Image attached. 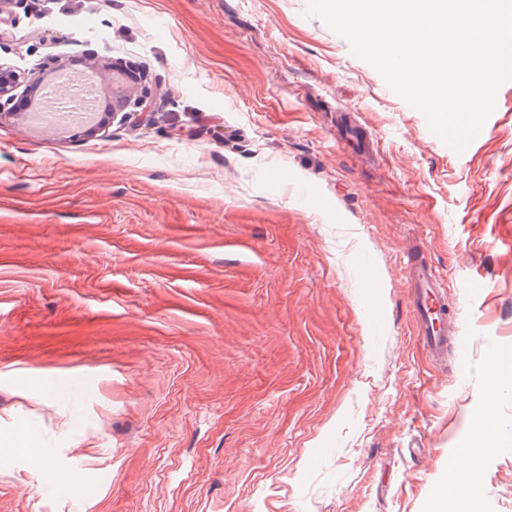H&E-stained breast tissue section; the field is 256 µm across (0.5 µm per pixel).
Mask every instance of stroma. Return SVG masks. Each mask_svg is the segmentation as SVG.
Segmentation results:
<instances>
[{
    "label": "stroma",
    "instance_id": "obj_1",
    "mask_svg": "<svg viewBox=\"0 0 512 512\" xmlns=\"http://www.w3.org/2000/svg\"><path fill=\"white\" fill-rule=\"evenodd\" d=\"M307 3L0 16V64L119 59L151 104L96 136L0 120V512H429L484 408L512 433V80L456 152ZM410 257L466 336L438 361ZM478 478L448 512H512V446ZM9 443L15 448H25V453L32 462L31 477L36 483H41L53 473L48 469L45 457L36 438L26 431H18Z\"/></svg>",
    "mask_w": 512,
    "mask_h": 512
}]
</instances>
